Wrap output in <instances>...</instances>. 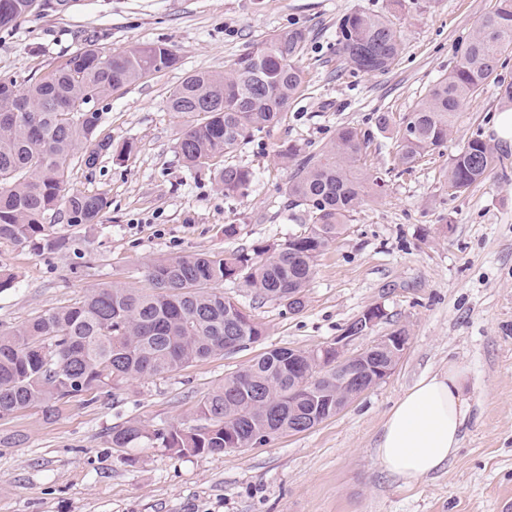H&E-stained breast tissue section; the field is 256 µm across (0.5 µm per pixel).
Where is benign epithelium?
<instances>
[{
    "mask_svg": "<svg viewBox=\"0 0 512 512\" xmlns=\"http://www.w3.org/2000/svg\"><path fill=\"white\" fill-rule=\"evenodd\" d=\"M385 318L384 306L373 305L358 315L352 321V327L337 337L334 343L320 348L323 357L333 356L336 370L343 372L344 375L345 398H336V411L343 410L353 399L384 381L394 370L397 360L407 346L408 337L389 334L373 341L355 354L345 353V347L349 342L368 335ZM376 351L391 352L390 361L385 366H369V359Z\"/></svg>",
    "mask_w": 512,
    "mask_h": 512,
    "instance_id": "obj_1",
    "label": "benign epithelium"
}]
</instances>
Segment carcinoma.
Segmentation results:
<instances>
[{"instance_id":"cac0c4a2","label":"carcinoma","mask_w":512,"mask_h":512,"mask_svg":"<svg viewBox=\"0 0 512 512\" xmlns=\"http://www.w3.org/2000/svg\"><path fill=\"white\" fill-rule=\"evenodd\" d=\"M69 0H0V29L33 11L55 10ZM306 41L300 29L282 30L237 58L224 73L186 76L169 95V111L185 119L177 149L187 167L207 170L229 198L244 197L255 178L244 166L219 164L247 138L277 124L304 82L295 65ZM337 52L364 74L390 70L401 39L384 15L354 11L336 29ZM512 48V0H499L460 52L455 68L431 88L398 132L396 159L411 167L448 139L459 105L481 91L501 55ZM179 57L165 44L133 45L106 55L87 38L54 70L18 88L0 78V242L35 252L62 242L45 233L49 213L66 223L92 225L109 207L103 193L72 191V162L92 168L103 155L122 159L112 139L100 138L95 103L144 77L177 68ZM367 140L342 127L322 152L307 156L288 181V200L302 206L310 224L304 235L276 244L256 243L251 252L193 253L163 257L146 266L152 291L123 282L98 287L60 307L0 330V418L40 407L60 416L76 397L97 402L112 387L134 378H164L230 348H245L265 335L263 324L224 295L235 280L255 298L290 312L304 308L315 262L349 217L376 195L383 178L364 163ZM496 155L485 141L465 143L448 163V187L464 193L485 181ZM312 364L305 351L280 347L224 376L198 402L200 426L154 428L127 421L112 428V447L157 445L178 455L218 454L236 442L244 448L288 432V425L317 419L336 405V383L296 394Z\"/></svg>"}]
</instances>
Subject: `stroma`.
Segmentation results:
<instances>
[{
	"mask_svg": "<svg viewBox=\"0 0 512 512\" xmlns=\"http://www.w3.org/2000/svg\"><path fill=\"white\" fill-rule=\"evenodd\" d=\"M497 0H72L61 12L28 16L0 30V76L28 85L95 37L104 54L162 43L177 69L154 74L96 102L99 136L132 144L125 160L72 164L70 188L105 193L99 224L72 226L48 215L63 249L36 253L0 243V267L15 276L0 289V330L115 280L144 287L150 260L250 249L303 233L309 218L291 206L292 175L277 153L321 152L339 127L368 142L367 167L384 191L350 217L318 257L305 307L293 313L255 303L228 281L224 293L263 324L246 349L194 363L163 379L112 388L96 403L73 399L46 418L28 408L0 418V512H500L512 499V151L499 150L489 180L451 194L445 174L468 140L493 142L500 82H512V50L497 78L459 106L447 142L413 167L395 160L394 136L429 89L450 73ZM354 11L388 15L401 34L392 68L368 75L336 54V28ZM305 32L296 64L304 83L274 128L244 141L230 163L255 172L248 196L225 198L208 175L190 171L177 150L181 122L170 90L197 72H225L240 56L286 29ZM238 224L237 239L224 227ZM387 312L373 338L405 329L394 371L338 414L297 434L220 454L177 456L147 445L116 448L114 426L198 425L196 405L225 375L279 347L334 343L362 311ZM456 363L467 372L470 414L460 448L439 472L409 482L376 459L380 426L422 376Z\"/></svg>",
	"mask_w": 512,
	"mask_h": 512,
	"instance_id": "obj_1",
	"label": "stroma"
}]
</instances>
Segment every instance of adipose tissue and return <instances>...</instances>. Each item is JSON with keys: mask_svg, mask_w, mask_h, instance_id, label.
<instances>
[{"mask_svg": "<svg viewBox=\"0 0 512 512\" xmlns=\"http://www.w3.org/2000/svg\"><path fill=\"white\" fill-rule=\"evenodd\" d=\"M466 372L456 364L422 377L383 421L374 453L393 476L412 480L444 467L457 451L469 414Z\"/></svg>", "mask_w": 512, "mask_h": 512, "instance_id": "ef3b65f1", "label": "adipose tissue"}]
</instances>
